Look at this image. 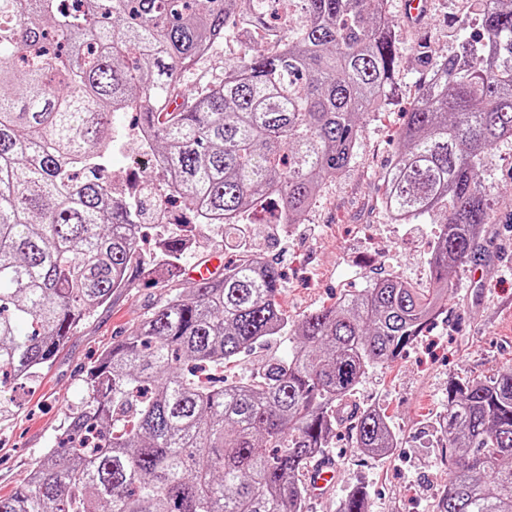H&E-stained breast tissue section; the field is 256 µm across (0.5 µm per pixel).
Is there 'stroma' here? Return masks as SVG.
I'll return each instance as SVG.
<instances>
[{"instance_id":"obj_1","label":"stroma","mask_w":512,"mask_h":512,"mask_svg":"<svg viewBox=\"0 0 512 512\" xmlns=\"http://www.w3.org/2000/svg\"><path fill=\"white\" fill-rule=\"evenodd\" d=\"M402 2L387 0L400 45L395 92L385 111L368 119L349 168L322 186L300 223L276 226L260 211L248 218L258 229L255 249L283 273L279 301L290 319L380 278L396 276L420 288L428 283L427 261L437 225L446 216L437 214L432 224L393 223L380 204L379 176L392 160L423 81L414 49L422 44L432 56L451 54L454 23L469 15L471 0H426V13L417 22L404 17ZM246 49L234 39L224 40L182 76L183 87L223 80L230 61ZM483 175L495 205L479 237V260L457 267V286L441 314L400 357L368 369L349 399L350 407L385 412L396 448L384 457L366 454L353 443L351 420H339L327 449L340 467L338 484L329 493L307 494L304 512H338L346 496L359 488L367 494L369 512H433L448 481L435 423L448 407L450 382L484 380L512 366L511 140L485 154ZM169 193L157 174L139 196L141 257L154 250L160 224H176L187 212L186 207L167 204ZM193 236L196 246L183 257V273L175 283L135 278L131 287L92 309L54 362L17 392L11 414L0 421V494L26 479L52 447L68 409L85 396L84 370L138 325L172 287H190L196 265L204 262L219 272L234 259L235 247L225 242L222 225H196Z\"/></svg>"}]
</instances>
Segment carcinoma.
I'll list each match as a JSON object with an SVG mask.
<instances>
[{
  "label": "carcinoma",
  "instance_id": "1",
  "mask_svg": "<svg viewBox=\"0 0 512 512\" xmlns=\"http://www.w3.org/2000/svg\"><path fill=\"white\" fill-rule=\"evenodd\" d=\"M0 0V394L53 363L87 312L137 271L136 206L101 175L112 124L151 127L174 197L201 224L241 238L270 200L296 223L351 164L364 122L392 95L399 47L387 0ZM482 38L459 23L455 52L423 47L427 72L380 176L397 224L440 211L426 288L382 278L297 321L282 273L236 254L224 271L175 289L102 353L54 445L0 512H304L307 463L372 365L412 345L477 257L493 200L483 154L512 140V0H477ZM273 50L233 60L185 94L180 74L247 24ZM169 280L183 239L163 238ZM288 332L295 347L226 383L208 372ZM355 446L395 447L385 415L355 410ZM448 470L434 512H512V368L452 382L437 421ZM340 512H368L365 492Z\"/></svg>",
  "mask_w": 512,
  "mask_h": 512
}]
</instances>
